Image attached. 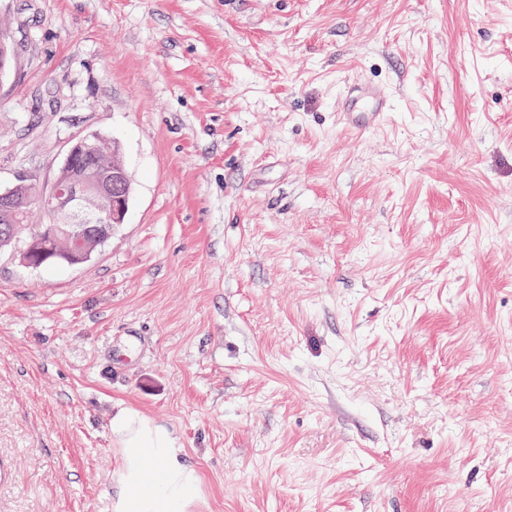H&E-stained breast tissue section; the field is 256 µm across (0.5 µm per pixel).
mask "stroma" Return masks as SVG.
Here are the masks:
<instances>
[{"instance_id":"obj_1","label":"stroma","mask_w":512,"mask_h":512,"mask_svg":"<svg viewBox=\"0 0 512 512\" xmlns=\"http://www.w3.org/2000/svg\"><path fill=\"white\" fill-rule=\"evenodd\" d=\"M0 188L113 137L90 261L0 256V512H512V0H0ZM383 84L370 132L344 91ZM112 433L121 448L136 452L141 448L143 455L133 454L137 476L132 482L140 485L139 497L126 500V511L130 512H172L184 493L190 477L181 469L172 468L167 462L163 448L175 447L170 434L155 426L148 418L136 413L121 412L111 423ZM154 463L162 466L164 476L155 479L152 475Z\"/></svg>"}]
</instances>
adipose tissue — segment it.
I'll use <instances>...</instances> for the list:
<instances>
[{"label":"adipose tissue","mask_w":512,"mask_h":512,"mask_svg":"<svg viewBox=\"0 0 512 512\" xmlns=\"http://www.w3.org/2000/svg\"><path fill=\"white\" fill-rule=\"evenodd\" d=\"M111 430L121 447L133 449L132 462L140 495L126 503L128 512H174L190 481L182 470L168 466L165 451L174 447L170 434L155 426L148 418L136 413L118 414L111 423ZM162 465L164 476L152 475L155 465Z\"/></svg>","instance_id":"adipose-tissue-1"}]
</instances>
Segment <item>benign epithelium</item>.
I'll return each instance as SVG.
<instances>
[{"label": "benign epithelium", "instance_id": "7a95c632", "mask_svg": "<svg viewBox=\"0 0 512 512\" xmlns=\"http://www.w3.org/2000/svg\"><path fill=\"white\" fill-rule=\"evenodd\" d=\"M100 145L81 136L70 146L60 170L42 188L19 184L0 190V224L30 223L33 203L46 220L39 237L66 240L69 265L78 266L92 257L94 247L112 238L113 231L98 225L124 223L132 193L131 183L117 143H112V167L99 165Z\"/></svg>", "mask_w": 512, "mask_h": 512}]
</instances>
